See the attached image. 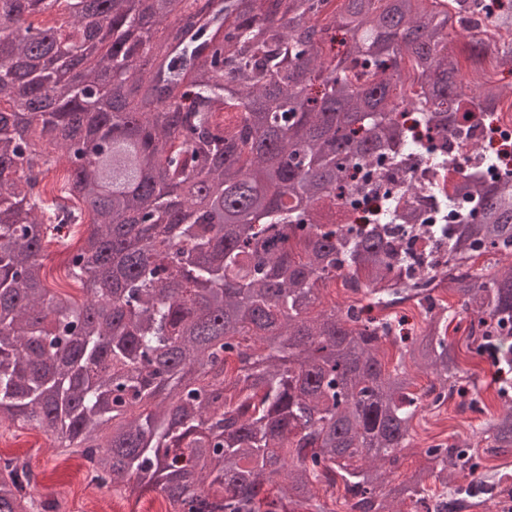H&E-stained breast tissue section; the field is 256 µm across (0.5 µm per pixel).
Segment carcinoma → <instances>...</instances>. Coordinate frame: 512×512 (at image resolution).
I'll return each instance as SVG.
<instances>
[{
  "label": "carcinoma",
  "instance_id": "1",
  "mask_svg": "<svg viewBox=\"0 0 512 512\" xmlns=\"http://www.w3.org/2000/svg\"><path fill=\"white\" fill-rule=\"evenodd\" d=\"M480 2L0 0V426L165 512H333L338 482L346 512H512V476H485L475 449L512 458L506 389L477 443L430 444L395 477L424 401L464 379L458 310L470 351L494 345L512 370V170L451 181L445 203L473 201L452 233L420 221L407 180L418 125L446 136L512 99L498 81L462 91L456 26ZM493 24L512 71V4ZM387 151L410 199L356 224L347 199L388 194L353 172ZM74 225L81 303L42 261ZM482 255L499 256L487 276ZM339 278L366 304L324 306ZM408 301L425 316L412 334ZM36 488L0 454V512H59Z\"/></svg>",
  "mask_w": 512,
  "mask_h": 512
}]
</instances>
